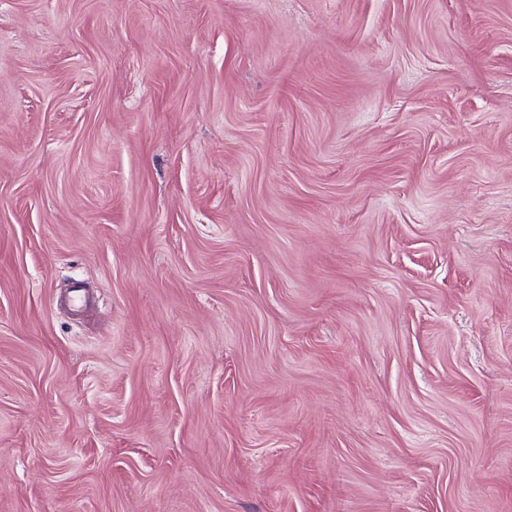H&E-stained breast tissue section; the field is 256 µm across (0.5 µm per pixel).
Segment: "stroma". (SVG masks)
Returning a JSON list of instances; mask_svg holds the SVG:
<instances>
[{
    "mask_svg": "<svg viewBox=\"0 0 512 512\" xmlns=\"http://www.w3.org/2000/svg\"><path fill=\"white\" fill-rule=\"evenodd\" d=\"M0 512H512V0H0Z\"/></svg>",
    "mask_w": 512,
    "mask_h": 512,
    "instance_id": "stroma-1",
    "label": "stroma"
}]
</instances>
